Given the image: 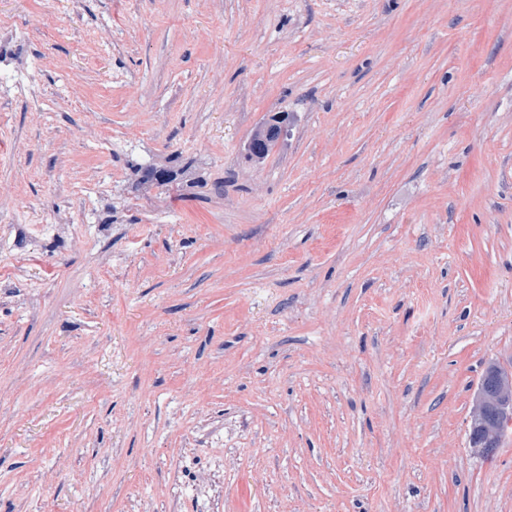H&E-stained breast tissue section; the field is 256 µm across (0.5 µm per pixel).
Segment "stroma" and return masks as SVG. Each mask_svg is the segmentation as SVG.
Returning <instances> with one entry per match:
<instances>
[{
  "label": "stroma",
  "instance_id": "1",
  "mask_svg": "<svg viewBox=\"0 0 512 512\" xmlns=\"http://www.w3.org/2000/svg\"><path fill=\"white\" fill-rule=\"evenodd\" d=\"M1 31L0 512H512V0ZM471 421L481 429L474 450L484 458L492 457L512 426V374L503 373L502 380L487 379L475 400Z\"/></svg>",
  "mask_w": 512,
  "mask_h": 512
}]
</instances>
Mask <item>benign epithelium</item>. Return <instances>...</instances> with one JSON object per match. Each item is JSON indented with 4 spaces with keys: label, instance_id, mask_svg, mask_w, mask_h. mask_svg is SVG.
I'll return each instance as SVG.
<instances>
[{
    "label": "benign epithelium",
    "instance_id": "7a95c632",
    "mask_svg": "<svg viewBox=\"0 0 512 512\" xmlns=\"http://www.w3.org/2000/svg\"><path fill=\"white\" fill-rule=\"evenodd\" d=\"M283 126L268 125L253 144L255 152L268 148L281 134ZM471 421L481 429L474 450L484 458L492 457L503 439L512 434V374L503 373L502 380L487 379L475 400Z\"/></svg>",
    "mask_w": 512,
    "mask_h": 512
}]
</instances>
